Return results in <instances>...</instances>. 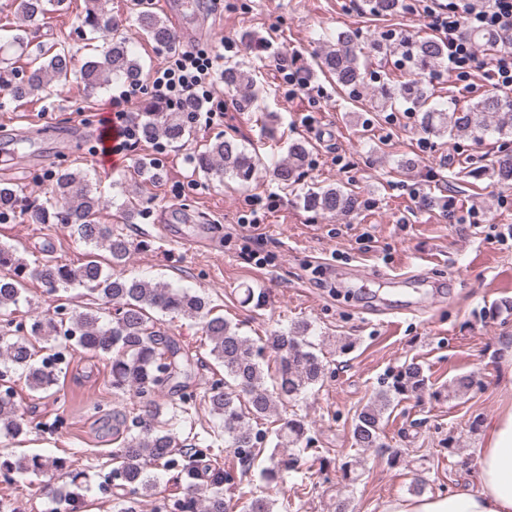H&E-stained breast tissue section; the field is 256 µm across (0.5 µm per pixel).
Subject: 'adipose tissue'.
<instances>
[{"mask_svg": "<svg viewBox=\"0 0 512 512\" xmlns=\"http://www.w3.org/2000/svg\"><path fill=\"white\" fill-rule=\"evenodd\" d=\"M479 486L438 496L395 499L384 512H512V407L486 427L477 449Z\"/></svg>", "mask_w": 512, "mask_h": 512, "instance_id": "ef3b65f1", "label": "adipose tissue"}]
</instances>
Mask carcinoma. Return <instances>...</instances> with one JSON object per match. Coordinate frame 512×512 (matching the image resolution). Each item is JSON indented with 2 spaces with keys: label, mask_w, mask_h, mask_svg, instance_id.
<instances>
[{
  "label": "carcinoma",
  "mask_w": 512,
  "mask_h": 512,
  "mask_svg": "<svg viewBox=\"0 0 512 512\" xmlns=\"http://www.w3.org/2000/svg\"><path fill=\"white\" fill-rule=\"evenodd\" d=\"M63 0H13L16 16L31 24L62 6ZM80 27L95 36L98 45L79 72H74L73 56L66 46L28 52L30 42L17 33L0 37V87L4 86L15 102L31 97L48 99L61 93L78 74L83 86L102 89L113 80L138 82L143 65L129 47V41L117 34L118 25L103 0H85ZM137 28L159 47L175 48V39L166 21L149 7L140 4L136 14ZM466 36L475 49H494L498 34L485 29H468ZM374 46L399 51L417 72L433 71L447 63V52L437 39L413 38L388 34ZM363 46L358 30L337 34L336 43L323 51L318 69L336 79L349 94L366 84L367 73L359 57ZM28 57V70L16 78L15 63ZM224 86L243 93L245 103H253L256 85L252 70L243 63L224 65ZM403 100L421 112L420 127L428 135L468 136L480 140L487 135L512 138V98L486 96L465 107L430 106L429 95L420 80L384 81L378 104L386 107ZM195 109L191 102L176 108L151 104L136 113L140 134L146 140L163 138L168 142H186L192 136L185 115ZM308 155L301 142L288 148V155L274 166L273 176L285 187L297 184L303 176ZM194 171L210 181L222 182L231 177L248 183L258 175L252 155L233 138L219 137L205 150L190 158ZM137 174L145 180L161 178L159 162L154 157H141L136 162ZM492 175L503 182L512 181V150H504L492 163ZM118 205L123 220L135 224L143 210L131 202ZM304 208L321 214L350 212L356 198L340 187L309 190L303 197ZM107 201L93 188L87 175L69 167L52 174L44 199L32 201L22 185L0 182V219L18 212L29 214L35 224H58L70 229L88 246L108 253L107 264L90 252L87 259L71 266L47 258L29 268L16 247L0 242V269L8 274L0 277V319L10 325L11 315L26 291L28 280L42 283L49 293L59 289L83 287L95 298L96 305L71 308L68 318L59 310L36 316L27 325H15V335L0 336V432L17 438L28 432V421L14 400L9 374L24 377L27 387L52 396L59 383L57 364L62 360L60 347H75L108 357L112 388L128 391L147 408L148 418L140 422L136 435L121 426L113 435L120 441L112 450L110 476L123 491L124 502L136 497H151L155 483L152 469L176 471L175 484L180 494L160 499L164 512H232L233 505L224 498V484L232 480L233 467H224L220 459L224 449H232L241 474L254 467L267 444L289 448L284 457L270 456V464L260 471L267 486L286 483L288 474L297 471L300 444L305 436L304 424L287 420L276 429L261 428L262 421L280 405L297 400L313 388L324 375V364L305 339L308 325L277 330L264 340H254L239 333L238 328L213 308L205 297L166 283H152L138 277L116 276L110 267L124 264L134 244L112 227L100 222ZM160 314L152 319L151 313ZM187 318L198 321L202 334L210 342V355L224 368V377L211 381L201 391L191 388L193 356L161 328V318ZM278 354L271 386H266L264 361L267 351ZM426 376L421 365L411 362L400 370L395 382L356 414L353 424L355 445L362 449L379 447L384 415L400 395L425 388ZM179 396V402L170 395ZM202 402L210 412L224 421L225 448H215L205 439L181 440L165 427L161 417L173 408L183 413ZM0 467L10 474H41L52 478L68 476L70 482L55 490V495L77 507L81 502L85 474L63 473L65 461L39 453L6 458ZM244 512H273V500L265 494L249 492Z\"/></svg>",
  "instance_id": "carcinoma-1"
}]
</instances>
